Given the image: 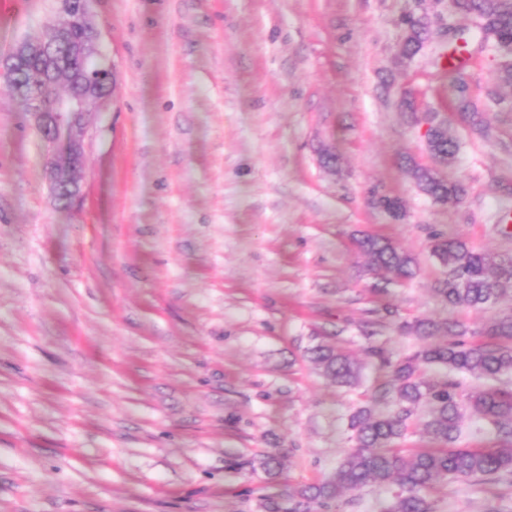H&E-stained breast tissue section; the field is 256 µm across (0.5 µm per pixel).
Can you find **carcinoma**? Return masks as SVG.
Masks as SVG:
<instances>
[{
	"label": "carcinoma",
	"instance_id": "1",
	"mask_svg": "<svg viewBox=\"0 0 512 512\" xmlns=\"http://www.w3.org/2000/svg\"><path fill=\"white\" fill-rule=\"evenodd\" d=\"M453 15L475 20L483 31L495 37V49L512 44V0H453ZM403 28L402 49L414 57L426 41L427 27L413 15L400 19ZM89 59L66 61L56 68L54 85H65L72 92L85 91L79 80ZM21 103L26 105L31 88L23 71L8 69L0 74ZM453 99L460 120L472 129L484 128L485 113L479 111L462 84H453ZM430 153L453 162L459 144L447 129L434 130L427 140ZM410 173L419 190L434 202L456 206L467 194L459 180L445 176L434 167L410 164ZM359 250L370 260L373 270H385L398 278L416 275V257L378 235L357 240ZM432 254L442 268L434 292L438 300L452 306L493 310L512 288V256L478 251L460 238L436 235ZM401 329L423 341L416 351L391 359L382 347L368 354L389 368L387 380L379 387V410L369 405L356 408L349 416L355 448L348 453L332 477L300 489H288L284 504L269 500L268 512H308V504L329 506L339 503L348 491L369 484L392 487V500L381 512H436L432 495L450 479H476L497 484L512 483V390L496 387L475 388L461 395L453 378L464 372L486 380L512 374V313L493 316L485 329L488 341L469 344L463 336L468 330L455 320L417 319L403 322ZM309 360L325 378L340 387L351 388L361 379V366L349 355L328 345L308 349ZM437 365L447 373L436 379L424 377L421 367ZM425 408L419 421L423 431L438 443L436 448L406 452L398 447L417 410ZM483 420L498 438L487 448H460L461 420L464 410Z\"/></svg>",
	"mask_w": 512,
	"mask_h": 512
}]
</instances>
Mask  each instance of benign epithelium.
<instances>
[{"label": "benign epithelium", "mask_w": 512, "mask_h": 512, "mask_svg": "<svg viewBox=\"0 0 512 512\" xmlns=\"http://www.w3.org/2000/svg\"><path fill=\"white\" fill-rule=\"evenodd\" d=\"M90 2L92 0H56V20L51 24L47 41L34 45L20 41L7 57L39 58L41 64L38 77L42 78L52 73L64 54L88 56L86 45L67 42L65 20L74 8L83 18H89ZM94 62V69L82 74L80 80L86 85L112 83V66L98 50L94 52ZM106 99L105 95L81 94L68 98L55 97L48 103L40 95L30 101L28 112L33 118L37 134L45 140L63 143V149L47 158L45 168L51 193L55 201L64 207L72 205L81 193L84 178V117L90 110L100 107Z\"/></svg>", "instance_id": "benign-epithelium-1"}]
</instances>
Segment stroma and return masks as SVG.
I'll return each mask as SVG.
<instances>
[{"label": "stroma", "instance_id": "obj_1", "mask_svg": "<svg viewBox=\"0 0 512 512\" xmlns=\"http://www.w3.org/2000/svg\"><path fill=\"white\" fill-rule=\"evenodd\" d=\"M54 7L0 0V52ZM407 12L432 26L404 64ZM90 20L118 86L85 117L81 202L56 207L52 145L0 83V512H265L353 448L347 418L385 376L366 347L418 346L398 319L452 318L483 341L490 312L435 297L430 243L512 256V87L489 105L500 59L473 44L488 129L459 122L437 61L448 0H93ZM404 88L461 143V205L404 167L435 163ZM363 233L415 255L416 276L372 271ZM319 343L362 361L358 386L318 373ZM494 496L511 507L512 485L457 479L434 498L483 512Z\"/></svg>", "mask_w": 512, "mask_h": 512}]
</instances>
